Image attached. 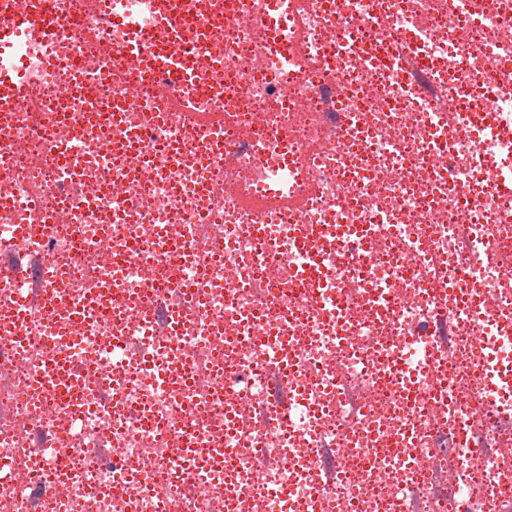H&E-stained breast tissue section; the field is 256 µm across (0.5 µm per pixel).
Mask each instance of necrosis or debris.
I'll return each instance as SVG.
<instances>
[{
  "label": "necrosis or debris",
  "mask_w": 512,
  "mask_h": 512,
  "mask_svg": "<svg viewBox=\"0 0 512 512\" xmlns=\"http://www.w3.org/2000/svg\"><path fill=\"white\" fill-rule=\"evenodd\" d=\"M42 23L50 38L13 53L47 76L0 119V260L36 258L40 288L66 278L73 302L101 283L112 304L75 322L0 282V512H512V390L488 377L512 366V0H203L179 46L193 84L131 64L107 0L49 5ZM402 27L412 84L376 44ZM114 102L121 122L75 143ZM201 112L222 113L231 153ZM38 212L44 239L27 231ZM301 224L324 286L294 275ZM348 224L369 225L365 244L331 234ZM453 287L479 318L450 317ZM194 293L175 332L143 309L152 295L181 313ZM443 322L448 386L418 379L407 403L375 362L417 367L421 328ZM269 333L296 366L277 382L287 409L259 417ZM57 358L81 400L34 389ZM213 116H209L206 118V115H201L197 117V123L199 128L204 131L207 137L220 149L229 153L232 149L230 143L224 144V137L222 131V121L220 120V116L217 114H212Z\"/></svg>",
  "instance_id": "4bbe7bcc"
}]
</instances>
